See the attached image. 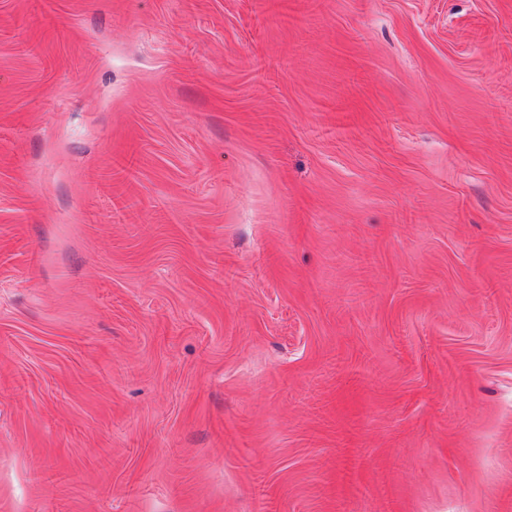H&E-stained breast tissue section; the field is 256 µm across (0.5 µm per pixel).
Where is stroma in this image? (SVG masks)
<instances>
[{
    "mask_svg": "<svg viewBox=\"0 0 512 512\" xmlns=\"http://www.w3.org/2000/svg\"><path fill=\"white\" fill-rule=\"evenodd\" d=\"M0 512H512V0H0Z\"/></svg>",
    "mask_w": 512,
    "mask_h": 512,
    "instance_id": "35a3bbf8",
    "label": "stroma"
}]
</instances>
